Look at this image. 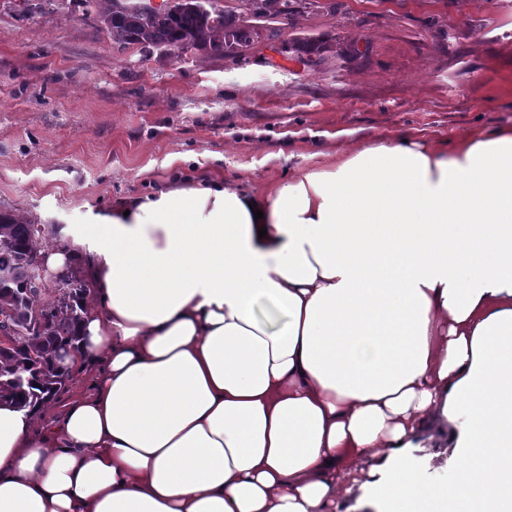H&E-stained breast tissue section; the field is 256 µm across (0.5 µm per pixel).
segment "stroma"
<instances>
[{
	"mask_svg": "<svg viewBox=\"0 0 512 512\" xmlns=\"http://www.w3.org/2000/svg\"><path fill=\"white\" fill-rule=\"evenodd\" d=\"M334 53L310 68L298 33ZM512 127V0H302L241 58L113 46L84 0H0V209L48 244L97 243L113 207L202 177L262 188L405 131L428 141ZM406 455L428 483L456 466L446 436Z\"/></svg>",
	"mask_w": 512,
	"mask_h": 512,
	"instance_id": "stroma-1",
	"label": "stroma"
}]
</instances>
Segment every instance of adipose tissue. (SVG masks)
I'll return each instance as SVG.
<instances>
[{
    "label": "adipose tissue",
    "instance_id": "obj_1",
    "mask_svg": "<svg viewBox=\"0 0 512 512\" xmlns=\"http://www.w3.org/2000/svg\"><path fill=\"white\" fill-rule=\"evenodd\" d=\"M87 232L64 363L94 371L58 417L0 406V512H335L378 462L385 512L512 507V127L204 179ZM450 423L444 489L403 451Z\"/></svg>",
    "mask_w": 512,
    "mask_h": 512
}]
</instances>
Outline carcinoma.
Here are the masks:
<instances>
[{"instance_id": "carcinoma-1", "label": "carcinoma", "mask_w": 512, "mask_h": 512, "mask_svg": "<svg viewBox=\"0 0 512 512\" xmlns=\"http://www.w3.org/2000/svg\"><path fill=\"white\" fill-rule=\"evenodd\" d=\"M112 44L125 48L163 49L188 41L195 49L225 55L233 42L237 55L250 50L255 26L245 17L270 21L294 15L296 0H236L225 9L214 0H170V5L143 9L136 0H84ZM296 59L318 64L324 50L309 37L291 39ZM45 225L21 210L0 211V330L15 326L11 345L0 349V405L35 410L53 400L66 386L72 370L60 365L66 347L78 338L84 315L86 282L77 275L45 274L38 241Z\"/></svg>"}]
</instances>
